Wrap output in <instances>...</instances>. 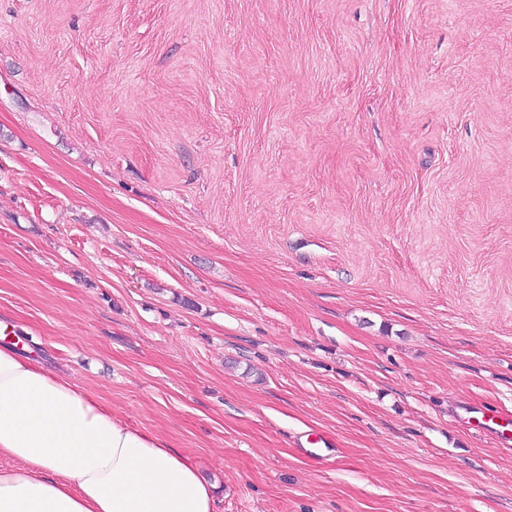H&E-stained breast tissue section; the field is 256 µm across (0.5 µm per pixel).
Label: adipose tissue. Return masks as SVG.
Listing matches in <instances>:
<instances>
[{
    "label": "adipose tissue",
    "instance_id": "obj_1",
    "mask_svg": "<svg viewBox=\"0 0 512 512\" xmlns=\"http://www.w3.org/2000/svg\"><path fill=\"white\" fill-rule=\"evenodd\" d=\"M0 458V512H214V484L165 440L9 346Z\"/></svg>",
    "mask_w": 512,
    "mask_h": 512
}]
</instances>
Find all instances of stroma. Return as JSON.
I'll list each match as a JSON object with an SVG mask.
<instances>
[{"label": "stroma", "instance_id": "stroma-1", "mask_svg": "<svg viewBox=\"0 0 512 512\" xmlns=\"http://www.w3.org/2000/svg\"><path fill=\"white\" fill-rule=\"evenodd\" d=\"M0 324L214 512H512V0H0ZM471 415L467 418L468 423L475 421V429L479 431H487L494 434L499 443L506 449L512 450V419L500 416L495 411H470Z\"/></svg>", "mask_w": 512, "mask_h": 512}]
</instances>
